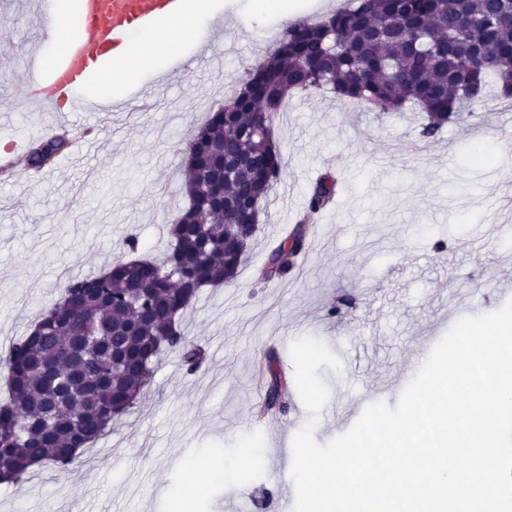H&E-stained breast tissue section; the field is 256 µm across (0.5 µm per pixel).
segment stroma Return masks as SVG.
<instances>
[{
    "instance_id": "obj_1",
    "label": "stroma",
    "mask_w": 512,
    "mask_h": 512,
    "mask_svg": "<svg viewBox=\"0 0 512 512\" xmlns=\"http://www.w3.org/2000/svg\"><path fill=\"white\" fill-rule=\"evenodd\" d=\"M252 2L223 0L234 50L222 70H182L157 89V109L102 118L91 162L59 156L39 182L20 161L0 172V358L68 278L129 259L128 236L140 240L139 257L162 258L167 226L188 205V137L223 107L225 86L272 50L266 31L289 25L256 18ZM39 46L35 0H0V133L24 144L74 131L24 103ZM497 104L488 98L465 124L425 140L420 112H344L326 93L290 98L276 124L285 167L249 259L224 287L201 289L180 323L205 363L190 373L163 351L146 393L82 468L41 466L0 484V512H176L184 499L188 512H290L292 442L309 414L298 399L261 411L267 354L290 378L300 337L338 357L340 370H319L329 392L314 429L323 445L351 429L375 384L402 395L406 368L470 315V299L483 314L512 300V142L503 138L512 111ZM327 170L338 193L307 226L319 247L305 268L259 279L280 229L304 215ZM247 448L263 465L226 479L206 471Z\"/></svg>"
}]
</instances>
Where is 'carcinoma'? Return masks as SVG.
<instances>
[{
	"mask_svg": "<svg viewBox=\"0 0 512 512\" xmlns=\"http://www.w3.org/2000/svg\"><path fill=\"white\" fill-rule=\"evenodd\" d=\"M465 13L470 24L456 26ZM512 100V0H350L308 23L289 26L269 56L224 96L185 149L189 206L169 224L161 262L113 261L92 276L68 279L60 297L6 358L8 401L0 405V479L17 483L34 464L70 470L112 421L143 394L161 347L196 371L204 348L177 330L199 290L230 281L251 247L259 208L281 181L275 124L296 91L329 93L343 106L373 112L416 107L421 137L486 101L490 88ZM69 137L30 145L38 170L65 152ZM236 168L222 182L213 160ZM337 179L322 174L309 192L313 214L335 198ZM301 219L267 256L260 277L290 271L307 246ZM266 410L288 408L291 391L269 356Z\"/></svg>",
	"mask_w": 512,
	"mask_h": 512,
	"instance_id": "1",
	"label": "carcinoma"
}]
</instances>
